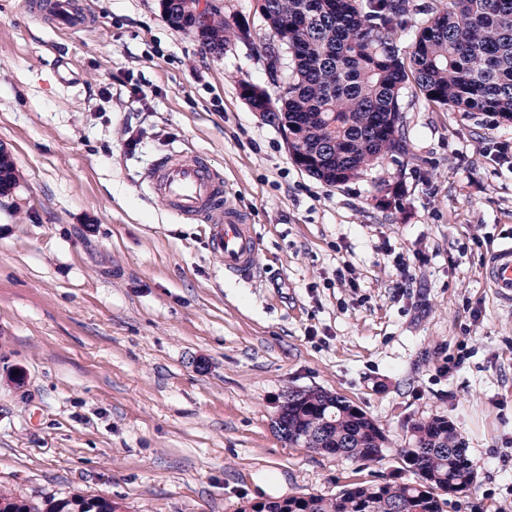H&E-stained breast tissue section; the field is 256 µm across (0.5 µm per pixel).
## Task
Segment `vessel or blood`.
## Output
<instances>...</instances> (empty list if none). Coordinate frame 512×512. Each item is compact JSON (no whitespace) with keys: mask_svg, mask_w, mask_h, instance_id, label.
Here are the masks:
<instances>
[{"mask_svg":"<svg viewBox=\"0 0 512 512\" xmlns=\"http://www.w3.org/2000/svg\"><path fill=\"white\" fill-rule=\"evenodd\" d=\"M145 181L171 214L208 225L212 252L227 276L242 280L253 276L257 249L253 228L229 203L222 178L205 158L168 151L146 172ZM484 277L499 299L512 305V238L492 250Z\"/></svg>","mask_w":512,"mask_h":512,"instance_id":"obj_1","label":"vessel or blood"}]
</instances>
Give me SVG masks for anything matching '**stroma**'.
I'll use <instances>...</instances> for the list:
<instances>
[{"label": "stroma", "mask_w": 512, "mask_h": 512, "mask_svg": "<svg viewBox=\"0 0 512 512\" xmlns=\"http://www.w3.org/2000/svg\"><path fill=\"white\" fill-rule=\"evenodd\" d=\"M210 2L251 42L206 52L158 0H77L71 32L0 0V491L244 512L413 480L406 425L445 415L478 474L446 512H512V310L482 275L512 236V123L407 88V153L329 186L239 94L283 93L256 0ZM171 149L206 155L248 216L249 281L147 189ZM291 388L346 398L392 452L365 467L288 444Z\"/></svg>", "instance_id": "stroma-1"}]
</instances>
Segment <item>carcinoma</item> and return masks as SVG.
Listing matches in <instances>:
<instances>
[{
  "instance_id": "1",
  "label": "carcinoma",
  "mask_w": 512,
  "mask_h": 512,
  "mask_svg": "<svg viewBox=\"0 0 512 512\" xmlns=\"http://www.w3.org/2000/svg\"><path fill=\"white\" fill-rule=\"evenodd\" d=\"M186 0H170L165 19L195 32L213 52L236 34L218 7L213 25L194 30ZM263 21L288 53V69L268 67L283 84L268 123L288 132L289 151L319 180L358 179L387 155L407 152L401 100L407 85L426 101L459 112H487L512 123V0H448L416 19L412 0H265ZM412 28L407 54L396 28ZM289 443L364 465L384 457L383 428L345 398L308 389L288 398L275 421ZM396 449L412 482L359 484L326 498L300 494L256 502L246 512H445L448 497L477 481L464 437L445 415L411 422ZM75 495L16 505L0 492V512H116Z\"/></svg>"
}]
</instances>
